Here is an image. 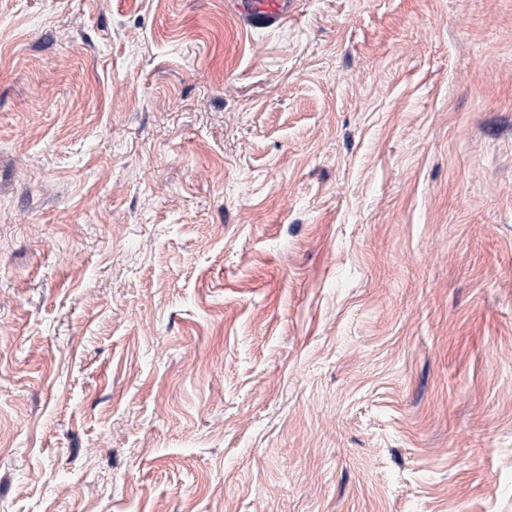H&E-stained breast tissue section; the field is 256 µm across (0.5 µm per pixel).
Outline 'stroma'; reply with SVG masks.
<instances>
[{"label": "stroma", "instance_id": "obj_1", "mask_svg": "<svg viewBox=\"0 0 512 512\" xmlns=\"http://www.w3.org/2000/svg\"><path fill=\"white\" fill-rule=\"evenodd\" d=\"M0 0V512H512V0ZM283 0H252L241 10L243 21L249 25L257 23H279L287 13Z\"/></svg>", "mask_w": 512, "mask_h": 512}]
</instances>
